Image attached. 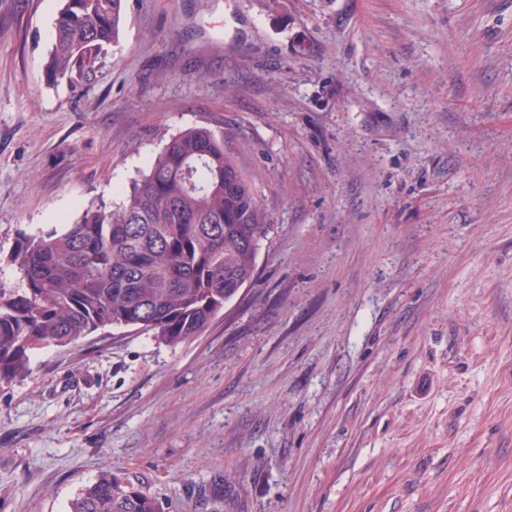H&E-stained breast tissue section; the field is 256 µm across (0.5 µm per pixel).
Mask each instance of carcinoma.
Returning a JSON list of instances; mask_svg holds the SVG:
<instances>
[{
    "label": "carcinoma",
    "mask_w": 512,
    "mask_h": 512,
    "mask_svg": "<svg viewBox=\"0 0 512 512\" xmlns=\"http://www.w3.org/2000/svg\"><path fill=\"white\" fill-rule=\"evenodd\" d=\"M127 0H63L44 65L50 85L70 82L113 43ZM226 135L191 127L172 136L119 204L84 210L61 230L23 236L0 280V382L28 373L36 352L99 329L131 328L175 347L201 335L255 277L269 228L256 190L224 149ZM70 512H162L112 471Z\"/></svg>",
    "instance_id": "carcinoma-1"
}]
</instances>
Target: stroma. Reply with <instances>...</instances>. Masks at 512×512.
<instances>
[{
	"instance_id": "35a3bbf8",
	"label": "stroma",
	"mask_w": 512,
	"mask_h": 512,
	"mask_svg": "<svg viewBox=\"0 0 512 512\" xmlns=\"http://www.w3.org/2000/svg\"><path fill=\"white\" fill-rule=\"evenodd\" d=\"M59 6L0 0V256L194 126L270 229L200 336L0 383V512L106 470L165 512H512V0H127L50 86Z\"/></svg>"
}]
</instances>
